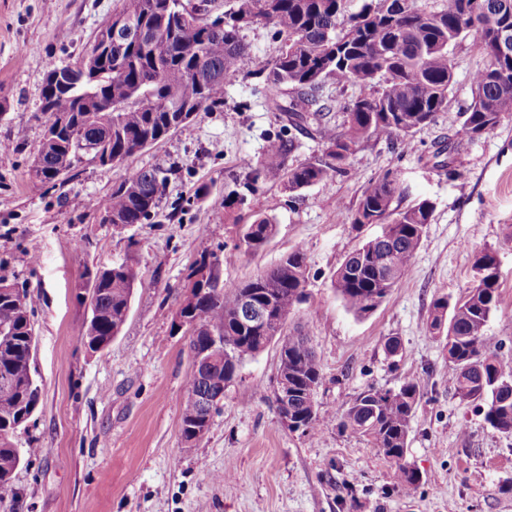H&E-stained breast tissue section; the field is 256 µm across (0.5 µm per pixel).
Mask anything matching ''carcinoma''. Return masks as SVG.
I'll use <instances>...</instances> for the list:
<instances>
[{"label": "carcinoma", "mask_w": 512, "mask_h": 512, "mask_svg": "<svg viewBox=\"0 0 512 512\" xmlns=\"http://www.w3.org/2000/svg\"><path fill=\"white\" fill-rule=\"evenodd\" d=\"M113 10L129 20L121 39L101 24L85 54L68 76L59 66L46 71L39 111L46 117L45 135L30 164V176L55 182L85 160L101 166L126 161L140 147L153 145L190 124L198 112L224 100V81L247 70L252 53L243 29L265 23L281 36L280 53L263 68L269 109L288 115L294 128L316 126L329 143L324 157L288 164L296 150L293 137L268 141L265 155L243 189H232L224 207L247 203L258 180L279 182L288 193L325 183L365 140L384 135L408 147L419 127L448 111L453 87L449 47L471 37L483 60L472 76V101L457 114L455 135L475 139L512 116V0H224L213 14L211 0H200V14L188 10L191 0H120ZM332 79L340 86L372 91L343 107L344 120L330 132V108L317 92ZM293 95L281 97L283 88ZM174 169L154 166L132 170L112 195L95 209L112 215V224H142L157 214ZM404 193L397 178L386 174L362 193L354 224H378L381 232L351 252L336 269L331 286L357 317L373 313L411 266L434 205L423 199L400 209ZM277 224L262 216L243 227L236 249L256 254L272 240ZM474 285L449 302L434 300L428 323L433 333L446 332L445 350L452 365V384L464 401L485 405V421L512 434V365L490 347L486 326L500 302L496 255L474 256ZM137 272L123 263L89 275L90 317L85 345L98 350L123 329L131 307ZM197 294L191 319L197 332L188 337L190 354L204 350L215 336L224 339V356L204 369L190 371L185 384L181 433L210 427L224 389L248 357L276 343L277 378L288 382V415L301 434L314 438L321 425L335 420L342 431L362 437L394 466L396 485L415 489L419 471L406 461L411 421L420 400L418 382L396 389L368 388L342 410H320L315 393L321 381L316 353L307 337L286 334L294 307L307 298V265L301 247L293 248L273 267L242 281L227 282L221 270ZM17 307L0 295V490L9 487L25 459L38 452L21 450L11 437L24 430L37 411L42 391L32 384L34 325L28 292ZM267 310V322L242 315L243 303Z\"/></svg>", "instance_id": "obj_1"}]
</instances>
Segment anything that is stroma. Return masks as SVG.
<instances>
[{
	"instance_id": "obj_1",
	"label": "stroma",
	"mask_w": 512,
	"mask_h": 512,
	"mask_svg": "<svg viewBox=\"0 0 512 512\" xmlns=\"http://www.w3.org/2000/svg\"><path fill=\"white\" fill-rule=\"evenodd\" d=\"M118 0H0V277L34 300L35 366L42 400L14 442L39 452L0 492V512H512V435L493 429L481 407L462 401L441 337L427 329L432 302L456 299L472 284L474 255L495 251L500 304L486 335L512 363V117L490 134L457 139L449 113L466 108L482 64L471 40L450 49L448 113L416 130L409 149L383 138L363 142L345 171L289 196L258 181L242 209L224 196L250 178L268 141L283 133L269 111L261 70L281 50L274 28L244 32L251 72L228 77L224 105L129 158L102 167L86 161L64 181L33 182L28 168L43 138L38 110L49 64L78 59ZM447 153H440V146ZM173 167L155 217L118 228L92 203L108 198L131 170ZM405 189L407 208L435 206L403 279L359 318L330 279L346 256L380 231L354 223L363 190L385 173ZM207 186L205 198L195 196ZM269 216L277 233L254 255L235 243L243 225ZM306 255L308 300L288 318L321 370L319 408L344 409L368 387L419 384L407 459L422 475L404 492L394 470L358 436L325 422L316 438L290 431L274 390L276 345L246 358L206 435H181L188 338L173 325L192 266L223 250L225 281L247 279L294 247ZM130 263L139 272L121 333L91 352L86 330L87 273ZM396 338L398 355L386 342Z\"/></svg>"
}]
</instances>
